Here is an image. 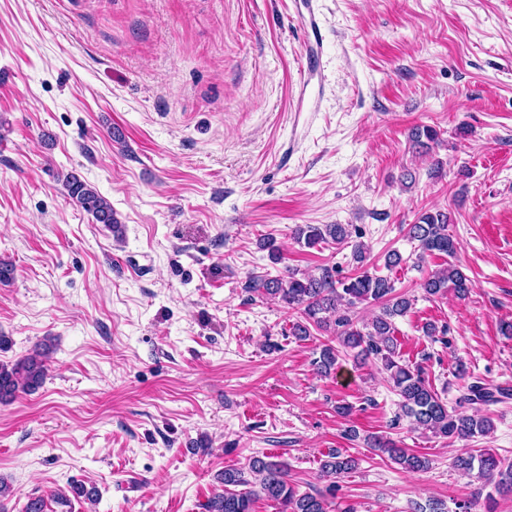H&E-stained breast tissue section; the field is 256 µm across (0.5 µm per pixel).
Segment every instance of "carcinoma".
<instances>
[{
	"mask_svg": "<svg viewBox=\"0 0 512 512\" xmlns=\"http://www.w3.org/2000/svg\"><path fill=\"white\" fill-rule=\"evenodd\" d=\"M411 138L421 147L436 143L438 133L424 126L415 129ZM64 187L69 199L95 221L107 227L113 235L122 236V224L112 204L79 176H65ZM449 217L445 210L426 211L417 222L409 225L408 238L417 242L420 254L435 252L454 256L456 242L448 233ZM349 236L343 224H301L296 227L294 239L312 248L321 243H342ZM470 280L452 263L429 273L420 288L430 296L446 293L448 289L459 297L470 292ZM245 290L261 297H272L298 315L294 333L311 335L310 327L318 329L334 326V335L346 350H355L366 357L380 361L382 369L400 396L401 409L413 424L450 440H468L486 436L493 430L491 421L481 414L482 407L502 402L512 390L474 378L466 367L459 366L458 377L464 381L462 393L450 407L426 381L421 367L414 368L401 362L392 334L393 319L405 315L411 301L395 295L394 283L387 276L360 269L352 276H340L335 267H323L319 275L301 274L287 270V276L253 275ZM377 304L379 314L367 323L354 320L352 313L361 305ZM51 354L50 339H44L34 349L11 364L0 363V404L12 401L18 394L40 388L47 376V361ZM339 350L330 343L322 344L317 369L329 374L336 369ZM372 449L388 457L406 472H425L430 460L410 453L390 441L375 440ZM356 459L334 450L321 461V470L328 476L340 477L354 470ZM453 467L465 474H476L479 479L496 481L497 489L512 492V464L502 461L489 451L461 454L455 457ZM223 489L204 504V512H254L257 499L265 497L278 502L281 512H330L331 505L320 493L301 492L288 480V463L269 456H255L241 468H227L220 476ZM68 491L78 498L95 502L97 490L73 480Z\"/></svg>",
	"mask_w": 512,
	"mask_h": 512,
	"instance_id": "1",
	"label": "carcinoma"
}]
</instances>
